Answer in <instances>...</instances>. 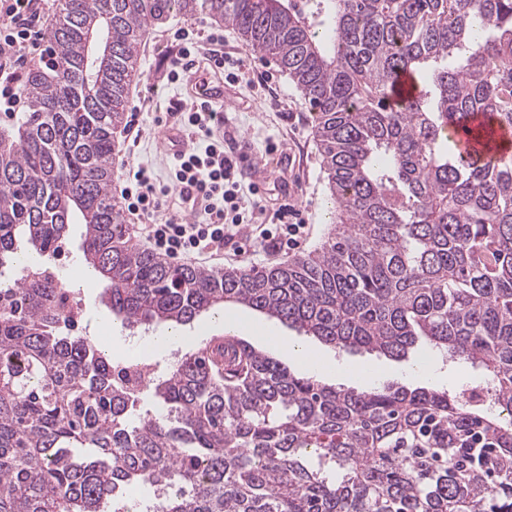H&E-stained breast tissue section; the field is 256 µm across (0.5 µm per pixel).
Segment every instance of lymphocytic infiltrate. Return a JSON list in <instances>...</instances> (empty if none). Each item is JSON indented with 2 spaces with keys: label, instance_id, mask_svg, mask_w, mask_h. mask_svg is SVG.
<instances>
[{
  "label": "lymphocytic infiltrate",
  "instance_id": "1",
  "mask_svg": "<svg viewBox=\"0 0 512 512\" xmlns=\"http://www.w3.org/2000/svg\"><path fill=\"white\" fill-rule=\"evenodd\" d=\"M44 18L36 0H0V113L13 116L21 103L22 69L30 51L39 49ZM179 53L172 61L169 81H177L190 69L200 43L211 45L215 70L228 84L246 81L252 87L268 88L272 74L259 71L255 62L223 50L224 34L218 30L181 26L171 32ZM169 112L180 127L194 135L190 148L173 158L168 184H157L142 166L128 165L123 173L120 197L127 213L139 218V237L154 251L173 259L199 258L223 250L241 236L264 249L293 251L301 247L308 229L301 212L290 204L275 211L270 225L256 224L263 214L259 188L243 184L240 165L232 146L217 133L224 119L203 104L173 102ZM175 195L190 207V217L162 214L165 199Z\"/></svg>",
  "mask_w": 512,
  "mask_h": 512
}]
</instances>
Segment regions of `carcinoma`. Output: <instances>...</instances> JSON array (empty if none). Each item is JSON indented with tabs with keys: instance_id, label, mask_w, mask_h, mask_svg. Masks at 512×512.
Instances as JSON below:
<instances>
[{
	"instance_id": "obj_1",
	"label": "carcinoma",
	"mask_w": 512,
	"mask_h": 512,
	"mask_svg": "<svg viewBox=\"0 0 512 512\" xmlns=\"http://www.w3.org/2000/svg\"><path fill=\"white\" fill-rule=\"evenodd\" d=\"M207 14L272 57L317 112L332 228L281 265L204 270L140 249L112 195L137 46ZM27 112L0 130V512H512V0H61ZM403 72L419 94L390 102ZM488 126H472L475 114ZM127 327L227 302L340 349L418 347L480 366L466 390L336 389L233 336L146 387L61 326L38 272L71 226ZM152 491L146 503L132 486ZM487 157L499 158L505 156V151L511 150L512 147V131L496 129L491 140L485 141L482 145L476 146Z\"/></svg>"
}]
</instances>
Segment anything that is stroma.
I'll return each instance as SVG.
<instances>
[{
	"label": "stroma",
	"instance_id": "35a3bbf8",
	"mask_svg": "<svg viewBox=\"0 0 512 512\" xmlns=\"http://www.w3.org/2000/svg\"><path fill=\"white\" fill-rule=\"evenodd\" d=\"M213 28L214 22L206 14L192 17L171 16L166 22L152 26L139 47V56L143 62L142 80L130 87L127 97V118L136 120L141 126V136L137 144H130L126 132H118V151L113 159V173H120L123 161H131L148 168L160 182H167L170 175V158L161 145V131L169 114L171 102L183 99L181 83L166 80L168 64L177 50L169 34L171 30L183 25ZM229 104L224 111L225 134L245 139L251 149L265 160L273 162L281 175L280 180L266 184L263 194L268 209H277L282 201L279 183L288 181L295 188L294 203L309 216L311 230L304 251L317 248L328 232V184L322 168L319 146L313 130L316 115L301 93L284 72H277L272 84L270 98L256 95L243 86L228 89ZM275 144V151H267V144ZM71 289L81 303L79 327L81 331L106 336L110 339L108 350L114 363H124L131 353L124 345V339L130 338L128 329H121L120 339H113L116 332L112 325L111 311L100 298L101 287L89 288L74 280L72 271H65ZM251 319L269 328L276 336H286L298 343L315 345L314 337L299 334L281 322L254 312L244 306L228 303L224 306L223 318L212 314H202L186 332L192 336H238L256 349L271 356L279 351L273 341L260 335L241 329L242 320ZM429 367L428 374L416 372L412 360L397 361L389 357L363 351H333L332 357L341 363L372 362L379 364L382 374L376 383L385 386L399 383L411 388L431 387L435 389L457 390L462 385L477 386L483 384L485 377L479 370L468 365L446 359L441 354L426 350L422 353Z\"/></svg>",
	"mask_w": 512,
	"mask_h": 512
}]
</instances>
